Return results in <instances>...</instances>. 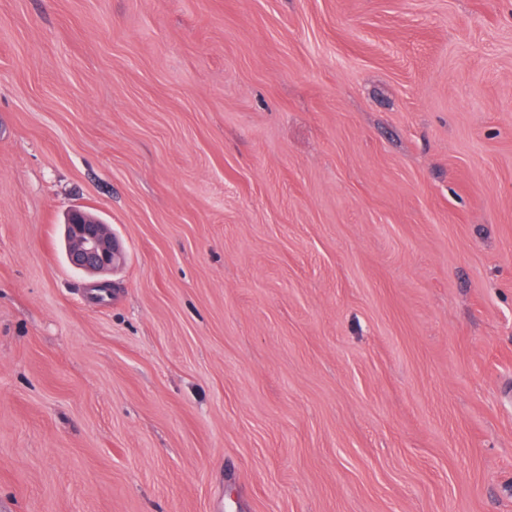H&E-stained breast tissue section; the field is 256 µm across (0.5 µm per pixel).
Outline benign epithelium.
Here are the masks:
<instances>
[{"mask_svg":"<svg viewBox=\"0 0 512 512\" xmlns=\"http://www.w3.org/2000/svg\"><path fill=\"white\" fill-rule=\"evenodd\" d=\"M64 241L69 263L80 271L98 274L120 261L121 248L108 226L81 207L67 213Z\"/></svg>","mask_w":512,"mask_h":512,"instance_id":"benign-epithelium-1","label":"benign epithelium"}]
</instances>
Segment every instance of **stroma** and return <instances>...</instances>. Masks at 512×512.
<instances>
[{
    "mask_svg": "<svg viewBox=\"0 0 512 512\" xmlns=\"http://www.w3.org/2000/svg\"><path fill=\"white\" fill-rule=\"evenodd\" d=\"M0 512H512V0H0ZM63 233L68 261L77 270L98 274L120 261L121 248L108 226L81 207L67 213Z\"/></svg>",
    "mask_w": 512,
    "mask_h": 512,
    "instance_id": "35a3bbf8",
    "label": "stroma"
}]
</instances>
